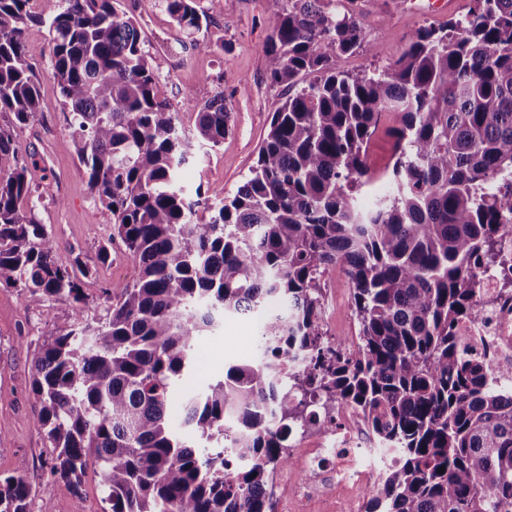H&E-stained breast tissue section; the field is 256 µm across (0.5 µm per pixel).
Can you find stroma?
Returning a JSON list of instances; mask_svg holds the SVG:
<instances>
[{"mask_svg":"<svg viewBox=\"0 0 512 512\" xmlns=\"http://www.w3.org/2000/svg\"><path fill=\"white\" fill-rule=\"evenodd\" d=\"M363 47L343 59V68L360 72L381 68L403 51L419 27L464 16L472 0H358ZM209 22L187 34L168 16L161 0H117L118 12L134 18L144 47L159 80V89L177 112L181 128L196 131L197 111L187 107L185 93L197 103L223 95L230 110L229 130L216 147L202 146L182 172L187 195L203 190L218 200L232 196L248 176L258 149L269 130L273 112L288 96L286 86L267 78L264 46L279 0H198ZM214 43L211 51L195 48V41ZM27 51L40 77V110L23 132L28 152L41 167L35 178L48 184L51 194L63 198L60 206H47L40 218L59 244L61 258H80L91 275L84 293L97 312L108 305L103 287L132 282L138 273L135 261L120 243L110 240L112 215L94 202L87 178L70 144L67 113L50 75L51 46L43 28L32 27ZM110 245L111 256L99 261L98 251ZM324 331L328 339L345 341L358 334L351 309L347 279L329 274L325 282ZM257 313L226 315L203 336L195 348L196 371L175 385L174 397L202 393L224 375L230 364L254 360L260 353ZM73 320L68 306H30L18 289L0 285V421L9 425L0 438V475L16 473L19 459H26V481L35 488L31 512H105L101 475L89 467L80 494H72L49 473V449L38 422L40 405L31 390L32 353L37 343L66 328ZM357 491H341L333 499L295 500L281 493L274 512H364Z\"/></svg>","mask_w":512,"mask_h":512,"instance_id":"stroma-1","label":"stroma"}]
</instances>
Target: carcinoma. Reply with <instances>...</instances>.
I'll use <instances>...</instances> for the list:
<instances>
[{
  "label": "carcinoma",
  "instance_id": "cac0c4a2",
  "mask_svg": "<svg viewBox=\"0 0 512 512\" xmlns=\"http://www.w3.org/2000/svg\"><path fill=\"white\" fill-rule=\"evenodd\" d=\"M31 2L0 0V284L35 307H74L69 329L32 353L54 480L77 496L95 463L110 512H272L269 476L292 464L290 436L351 408L395 451L386 500L366 512H512V391L456 333L476 313L479 275L496 273L512 299L500 244L512 222V0H473L466 17L420 27L396 61L360 74L341 69L361 46L354 9L285 0L264 53L290 94L220 206L199 188L188 200L179 169L198 142H224V95L189 136L116 0H61L49 19ZM164 6L188 33L207 22L197 0ZM33 26L52 44L89 191L138 266L133 282L104 288L114 302L100 316L85 308L90 270L60 257L37 213L61 201L36 187L21 139L40 109ZM385 112L400 117L392 191L364 208ZM199 206L209 221L194 219ZM332 272L351 285V344L322 329ZM255 311L261 357L186 399L191 444L167 416L172 386L225 314ZM31 496L22 478L0 477V512H30Z\"/></svg>",
  "mask_w": 512,
  "mask_h": 512
}]
</instances>
